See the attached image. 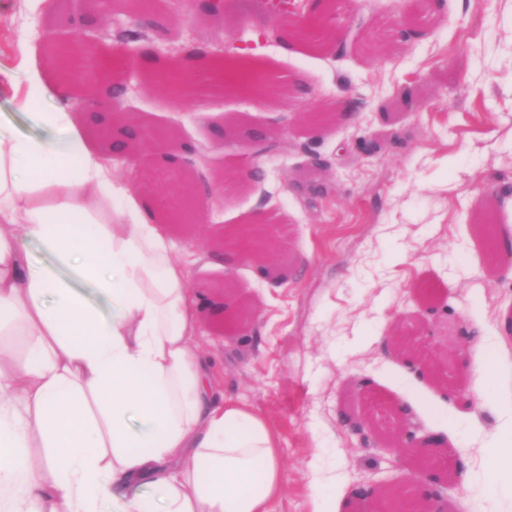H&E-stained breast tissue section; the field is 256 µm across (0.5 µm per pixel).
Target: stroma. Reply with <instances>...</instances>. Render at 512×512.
I'll return each instance as SVG.
<instances>
[{
    "instance_id": "35a3bbf8",
    "label": "stroma",
    "mask_w": 512,
    "mask_h": 512,
    "mask_svg": "<svg viewBox=\"0 0 512 512\" xmlns=\"http://www.w3.org/2000/svg\"><path fill=\"white\" fill-rule=\"evenodd\" d=\"M17 3L0 0V68L14 73L24 45L72 33L64 0L48 13L22 12ZM226 4L235 18L229 32L223 18L157 0L168 41L132 43L113 76L130 85L126 107L141 126H180L184 141L207 150L206 181L223 185L208 199L212 222L269 225L279 281L266 278L262 264L239 263L234 296L253 304V315L227 327L205 310L199 319L203 347L223 365L225 391L279 440L288 490L273 512H311L335 480L350 489L426 480V472L392 468L384 449L359 447L341 425L347 390L358 381L380 423L395 401L424 430L447 433L449 453L468 449V478L441 490L450 512H512V477L500 476L498 493H490L483 451L503 427L501 402L512 401V355L504 383L464 388L462 361L450 362L439 382L386 354L399 319L431 360L462 329L492 336L512 323V277L493 274L477 231L486 220L512 228V0H335L324 21L343 40L330 46L275 36L276 22L253 2ZM256 28L271 36L249 61L296 77L300 97L261 105L245 92L205 87L192 119L145 77V50L179 62L196 46L245 39ZM341 98L358 103L354 121L304 132L305 105ZM248 121L272 130L281 149L261 158L263 180L230 181L242 145L221 142L212 129ZM365 136L381 142L379 153H360ZM307 147L331 164L327 191L300 187L310 175L295 165ZM169 232L194 256L190 288L224 301L222 259L195 226ZM424 292L448 314H428Z\"/></svg>"
}]
</instances>
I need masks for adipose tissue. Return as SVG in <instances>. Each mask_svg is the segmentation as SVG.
<instances>
[{
	"label": "adipose tissue",
	"mask_w": 512,
	"mask_h": 512,
	"mask_svg": "<svg viewBox=\"0 0 512 512\" xmlns=\"http://www.w3.org/2000/svg\"><path fill=\"white\" fill-rule=\"evenodd\" d=\"M23 93L43 128L0 126V512H271L285 492L277 437L217 384L195 346L198 296L144 191L23 49ZM37 244L99 296L35 265ZM469 382L499 376L512 334L474 339Z\"/></svg>",
	"instance_id": "ef3b65f1"
}]
</instances>
